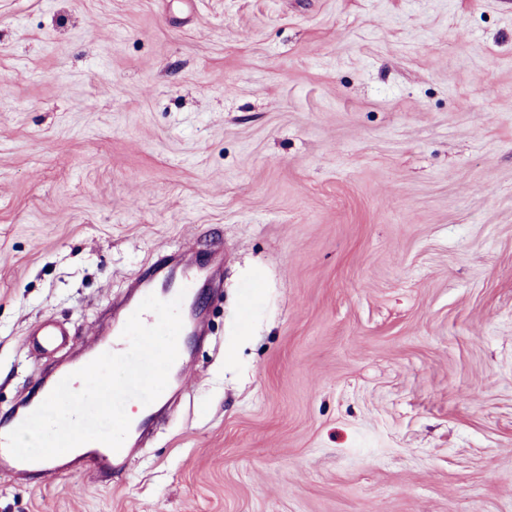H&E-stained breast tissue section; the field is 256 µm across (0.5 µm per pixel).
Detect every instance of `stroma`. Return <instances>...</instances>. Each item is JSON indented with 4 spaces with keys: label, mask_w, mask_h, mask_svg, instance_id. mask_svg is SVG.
Returning a JSON list of instances; mask_svg holds the SVG:
<instances>
[{
    "label": "stroma",
    "mask_w": 512,
    "mask_h": 512,
    "mask_svg": "<svg viewBox=\"0 0 512 512\" xmlns=\"http://www.w3.org/2000/svg\"><path fill=\"white\" fill-rule=\"evenodd\" d=\"M1 79L0 420L224 251L124 470L0 512H512V0H0ZM33 344L40 349H52L66 340V334L50 322L38 326L32 331Z\"/></svg>",
    "instance_id": "1"
}]
</instances>
